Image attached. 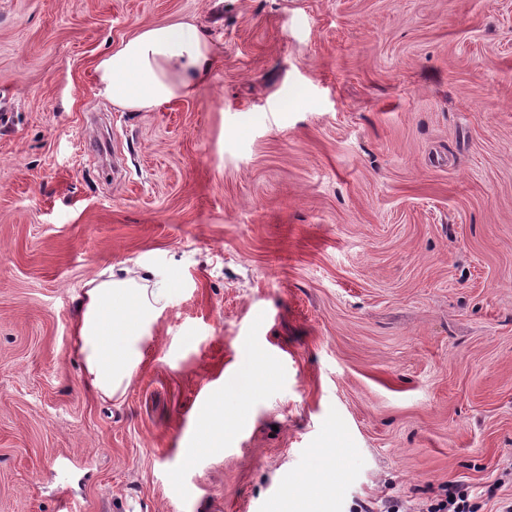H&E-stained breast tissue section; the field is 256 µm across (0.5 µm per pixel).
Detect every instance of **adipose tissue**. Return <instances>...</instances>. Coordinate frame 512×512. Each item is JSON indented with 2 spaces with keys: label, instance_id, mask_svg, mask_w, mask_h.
Wrapping results in <instances>:
<instances>
[{
  "label": "adipose tissue",
  "instance_id": "adipose-tissue-1",
  "mask_svg": "<svg viewBox=\"0 0 512 512\" xmlns=\"http://www.w3.org/2000/svg\"><path fill=\"white\" fill-rule=\"evenodd\" d=\"M214 55L210 37L187 21L144 26L98 60V93L127 111H148L193 94ZM164 295L142 276L90 281L79 305L76 350L91 389L111 397L131 380L141 360L144 317Z\"/></svg>",
  "mask_w": 512,
  "mask_h": 512
}]
</instances>
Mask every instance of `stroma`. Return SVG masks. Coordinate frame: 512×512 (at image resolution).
I'll return each instance as SVG.
<instances>
[{
    "mask_svg": "<svg viewBox=\"0 0 512 512\" xmlns=\"http://www.w3.org/2000/svg\"><path fill=\"white\" fill-rule=\"evenodd\" d=\"M174 17L207 82L97 96L99 57ZM111 268L167 292L107 398L74 334ZM328 453L339 487L289 496ZM456 480L512 497V0H0V512L417 508ZM213 414L208 415L209 433L207 437L200 443L201 447L213 448L219 445L216 437L224 432V407L223 403H218L213 407Z\"/></svg>",
    "mask_w": 512,
    "mask_h": 512,
    "instance_id": "1",
    "label": "stroma"
}]
</instances>
